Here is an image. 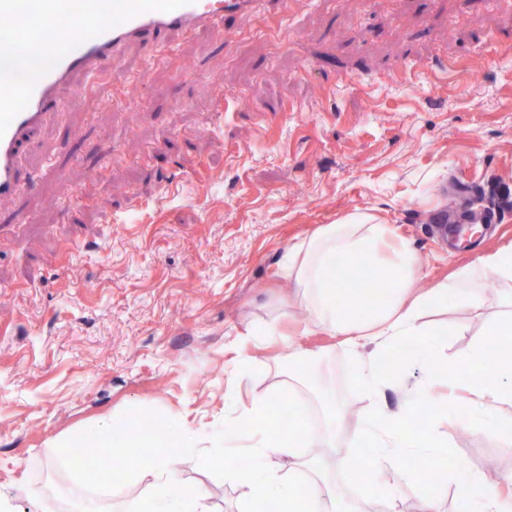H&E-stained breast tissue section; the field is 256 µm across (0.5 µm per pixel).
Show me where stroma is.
I'll use <instances>...</instances> for the list:
<instances>
[{"instance_id": "1", "label": "stroma", "mask_w": 512, "mask_h": 512, "mask_svg": "<svg viewBox=\"0 0 512 512\" xmlns=\"http://www.w3.org/2000/svg\"><path fill=\"white\" fill-rule=\"evenodd\" d=\"M163 42L162 60L134 42L63 89L64 113L24 144V190L0 200V512H124L147 480L90 495L50 468L62 439L142 408L209 449L225 409L276 383L291 346L328 354L353 433L368 400L337 338L303 334L279 270L321 225H389L422 291L512 243V0H284ZM461 193L490 221L458 245L437 227ZM501 289L434 314L448 357L481 341ZM271 318L280 337L243 341ZM460 419L440 427L449 463L512 499V436ZM178 474L212 512H238L239 489L196 460ZM424 508L421 486L400 484L363 505Z\"/></svg>"}]
</instances>
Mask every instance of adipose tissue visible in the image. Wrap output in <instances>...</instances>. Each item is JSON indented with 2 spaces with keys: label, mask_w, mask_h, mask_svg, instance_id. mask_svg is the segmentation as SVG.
I'll return each mask as SVG.
<instances>
[{
  "label": "adipose tissue",
  "mask_w": 512,
  "mask_h": 512,
  "mask_svg": "<svg viewBox=\"0 0 512 512\" xmlns=\"http://www.w3.org/2000/svg\"><path fill=\"white\" fill-rule=\"evenodd\" d=\"M280 266L296 284L309 328L339 337L369 404L360 429L344 435L345 399L335 378L322 376L319 354L300 349L289 353L286 379L254 392L247 405L235 409L224 421V439H247L254 456L285 455L299 460V467L279 473L243 466L231 456L207 460L208 465L223 467L225 478L240 489L243 512H258L270 500L279 512H360L357 504L345 503L335 474L363 484L368 497H385L390 483L421 480L415 470L398 465L404 450L426 453L433 461L434 478H447L446 443L434 426L412 423L417 410L444 416L453 407V396L437 394L440 385L470 394L477 414L466 420V427L490 439L512 434V417L504 412L505 406H512V291L505 299L508 313L488 322L486 341L456 359L443 356L440 331L425 321L451 299L465 308H481L479 286L486 281L512 283V245L486 253L435 288L419 291L412 286L419 271L415 253L393 243L388 225L351 219L322 225L288 246ZM410 360L423 364L426 380L405 406L389 410L381 401L383 391L392 370ZM309 387L318 392L316 416L299 401ZM273 398L287 401V423L273 415ZM305 448L318 449V456L301 461ZM454 497L463 504L481 502L484 512H507L496 488L467 472L455 480Z\"/></svg>",
  "instance_id": "adipose-tissue-1"
}]
</instances>
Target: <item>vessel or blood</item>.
<instances>
[{
  "label": "vessel or blood",
  "instance_id": "1",
  "mask_svg": "<svg viewBox=\"0 0 512 512\" xmlns=\"http://www.w3.org/2000/svg\"><path fill=\"white\" fill-rule=\"evenodd\" d=\"M259 0H112V14L91 13V0H36L29 22L0 32V52L25 53L38 48L34 35L40 17L72 16L81 28L61 34L53 64L25 84L0 82V199L18 194L19 149L25 135L41 126L44 104L62 84L80 73L102 72L133 41L156 52V37L198 33L223 26L227 17L252 12Z\"/></svg>",
  "mask_w": 512,
  "mask_h": 512
}]
</instances>
